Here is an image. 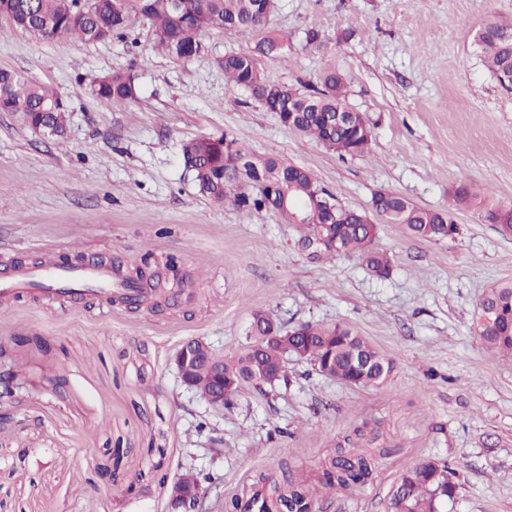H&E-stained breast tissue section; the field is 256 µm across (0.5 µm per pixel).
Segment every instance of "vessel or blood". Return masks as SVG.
Wrapping results in <instances>:
<instances>
[{
  "instance_id": "1",
  "label": "vessel or blood",
  "mask_w": 512,
  "mask_h": 512,
  "mask_svg": "<svg viewBox=\"0 0 512 512\" xmlns=\"http://www.w3.org/2000/svg\"><path fill=\"white\" fill-rule=\"evenodd\" d=\"M42 289L47 303H54L64 296L97 294L104 307L115 302L144 301L145 293L128 287L125 280L117 278L111 267L102 265L91 254H81L74 263H50L46 266L24 270L17 267L0 270V293L20 294L29 287Z\"/></svg>"
}]
</instances>
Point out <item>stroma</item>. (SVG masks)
<instances>
[{"label": "stroma", "instance_id": "stroma-1", "mask_svg": "<svg viewBox=\"0 0 512 512\" xmlns=\"http://www.w3.org/2000/svg\"><path fill=\"white\" fill-rule=\"evenodd\" d=\"M512 20V0H277L267 30L213 29L204 51L174 60L133 18L127 39L47 42L0 19V68L71 102L64 137L0 112V268L38 267L72 246L161 269L158 306L99 309L92 296L45 305L0 302V512H168L193 471L202 512H225L262 478L304 480L316 512H391L403 474L448 462L459 494L443 512H512V357L473 329L485 292L512 280V236L454 204L468 179L512 205V90L473 48L480 24ZM320 39L306 41L308 30ZM279 36L265 77L302 91L328 68L372 127L370 152L336 153L284 126L217 61ZM132 72L136 99L110 102L89 83ZM227 134L250 152L309 171L346 206L378 192L452 209L459 232L431 242L381 224L387 280L353 256L313 257L299 226L275 211L202 196L183 144ZM173 269H165L168 257ZM284 328L344 322L392 359L379 387H356L289 362L287 382L247 389L217 410L180 382L171 358L186 339L229 357L255 314ZM376 438L372 478L324 486L336 446L362 423Z\"/></svg>", "mask_w": 512, "mask_h": 512}]
</instances>
